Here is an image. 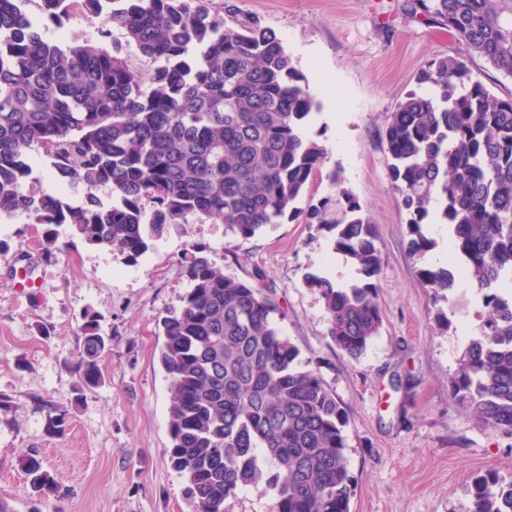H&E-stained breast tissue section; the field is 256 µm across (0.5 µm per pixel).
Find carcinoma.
<instances>
[{"label":"carcinoma","instance_id":"cac0c4a2","mask_svg":"<svg viewBox=\"0 0 512 512\" xmlns=\"http://www.w3.org/2000/svg\"><path fill=\"white\" fill-rule=\"evenodd\" d=\"M209 2L112 0L108 13L106 0H0V213L43 226L48 260L65 247L63 224L133 261L167 224L220 219L250 239L301 217L361 275L346 288L305 276L324 300L328 336L358 359L383 324L375 225L337 173L333 194L296 206L325 158L301 135L320 103L273 30L253 17L229 26ZM403 9L512 79V0H405ZM76 15L99 19L97 41L45 37L42 26L61 29ZM128 48L149 73L131 69ZM419 81L428 91L408 93L384 134L410 253L437 300L459 278L475 282L487 314L448 390L479 422L511 429L512 97L491 94L464 57L431 59ZM38 152L61 186L83 191L81 202L26 188ZM100 187L115 200L104 203ZM431 208L449 226L456 265L426 260ZM184 273L187 293L159 320V355L170 381L169 459L195 512H227V500L259 484L275 512H351L347 414L277 328L282 309L264 292V275L229 278L197 243ZM81 331L78 402L105 383L100 361L111 347L94 313ZM21 468L35 492H56L36 456ZM470 493L472 512H512V479L480 476Z\"/></svg>","mask_w":512,"mask_h":512}]
</instances>
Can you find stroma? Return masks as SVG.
<instances>
[{"mask_svg":"<svg viewBox=\"0 0 512 512\" xmlns=\"http://www.w3.org/2000/svg\"><path fill=\"white\" fill-rule=\"evenodd\" d=\"M404 0H212L225 20L258 18L286 46L321 104L304 127L325 159L300 208L343 185L375 224L379 336L359 359L339 351L308 274L341 280L342 255L303 220L267 225L242 239L224 222L166 225L129 262L86 244L67 226L65 247L42 255V229L0 215V500L14 512H194L167 448L169 380L159 362V319L189 288L183 258L204 246L228 277L263 271L284 310L278 327L299 348L348 414L351 512H469L474 478L512 477V432L482 425L448 390V377L485 315L475 289L434 305L409 251L405 213L385 153L386 120L436 56L465 54L447 29L409 18ZM451 327L439 330L436 310ZM97 314L111 349L102 387L76 399L70 369L86 311ZM66 413L64 433L50 414ZM35 454L55 477V495L33 492L20 468Z\"/></svg>","mask_w":512,"mask_h":512,"instance_id":"35a3bbf8","label":"stroma"}]
</instances>
